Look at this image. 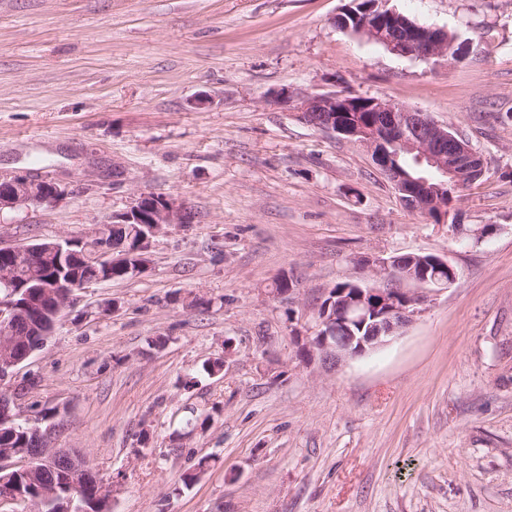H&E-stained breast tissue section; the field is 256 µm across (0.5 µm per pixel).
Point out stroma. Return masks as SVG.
<instances>
[{"label":"stroma","instance_id":"1","mask_svg":"<svg viewBox=\"0 0 512 512\" xmlns=\"http://www.w3.org/2000/svg\"><path fill=\"white\" fill-rule=\"evenodd\" d=\"M346 2L0 0V176L67 187L0 210V244L90 237L142 192L192 215L146 272L82 290L12 380L111 512H512V0H388L455 35L438 63L339 28ZM283 90L424 112L484 175L434 223ZM404 254L455 283L376 351L301 358L326 292Z\"/></svg>","mask_w":512,"mask_h":512}]
</instances>
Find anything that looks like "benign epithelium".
<instances>
[{"instance_id":"obj_1","label":"benign epithelium","mask_w":512,"mask_h":512,"mask_svg":"<svg viewBox=\"0 0 512 512\" xmlns=\"http://www.w3.org/2000/svg\"><path fill=\"white\" fill-rule=\"evenodd\" d=\"M345 30L382 45L389 52L424 60L444 61L456 58L460 50L448 31L427 27L403 19L390 9L371 6L366 18L356 28ZM279 103L291 106L311 125L340 134L371 151L376 165L398 192L401 201L420 213L436 211L448 216L443 200L442 184H432L425 178L406 179L392 164V151L414 156L419 166L436 171L461 191L481 177L483 160L466 140L432 121L419 111L372 98L368 110L377 113L370 126L348 127L339 120L347 112H356L357 100L346 93L307 95L297 100L281 92ZM66 187L53 178L31 179L26 176L0 177V210L33 203L51 202L61 198ZM190 212L170 197L155 193L139 194L128 209L112 215L114 224H142L151 239L165 224H187ZM101 232L91 241L70 238L35 242L22 247L0 246V254L24 260L25 275L18 277L0 270V385L13 378L19 365L41 347L49 333L36 325L37 317L60 320L62 312L75 300L77 293L90 285L72 273L75 266L85 263L109 265L114 250L95 244ZM431 264L450 272L448 284L456 280V270L449 260L437 256L405 255L380 262L375 270L385 275L383 288H363L336 291L333 307L318 310L317 334L309 341L313 354L332 367L375 351L388 344L407 328L418 313V305L426 298L427 287L437 285L426 275L414 273L413 265ZM410 282L420 286L417 292L400 287ZM367 327V335H355L353 328ZM20 412L17 394L0 390V428H16ZM29 448L18 455L0 453V507L21 505V512H38V505L23 497L16 487V471L30 475L48 472L79 490L90 473L82 461L52 447V428H40L39 420L27 427Z\"/></svg>"}]
</instances>
